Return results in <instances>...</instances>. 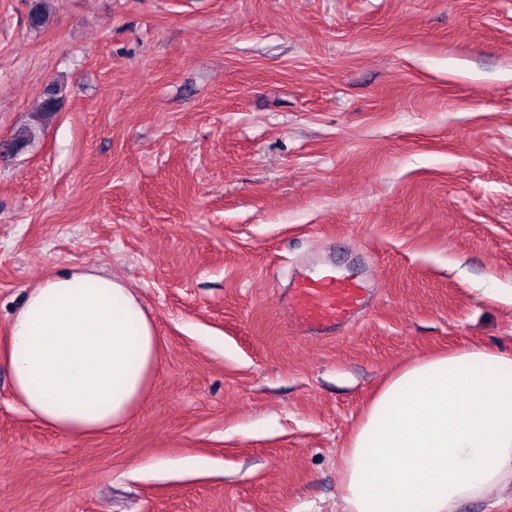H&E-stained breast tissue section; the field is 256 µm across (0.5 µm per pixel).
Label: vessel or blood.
Here are the masks:
<instances>
[{
    "label": "vessel or blood",
    "instance_id": "b4317fda",
    "mask_svg": "<svg viewBox=\"0 0 512 512\" xmlns=\"http://www.w3.org/2000/svg\"><path fill=\"white\" fill-rule=\"evenodd\" d=\"M277 295L279 312L292 333L317 339L338 335L367 305L359 283L329 273L292 274Z\"/></svg>",
    "mask_w": 512,
    "mask_h": 512
}]
</instances>
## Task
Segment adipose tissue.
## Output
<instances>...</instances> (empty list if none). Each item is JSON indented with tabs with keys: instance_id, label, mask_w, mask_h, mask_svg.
<instances>
[{
	"instance_id": "1",
	"label": "adipose tissue",
	"mask_w": 512,
	"mask_h": 512,
	"mask_svg": "<svg viewBox=\"0 0 512 512\" xmlns=\"http://www.w3.org/2000/svg\"><path fill=\"white\" fill-rule=\"evenodd\" d=\"M158 354L135 288L90 270L29 288L0 337L15 400L69 436L124 424ZM339 465L341 512H456L512 494V350L463 345L405 365L367 404Z\"/></svg>"
}]
</instances>
